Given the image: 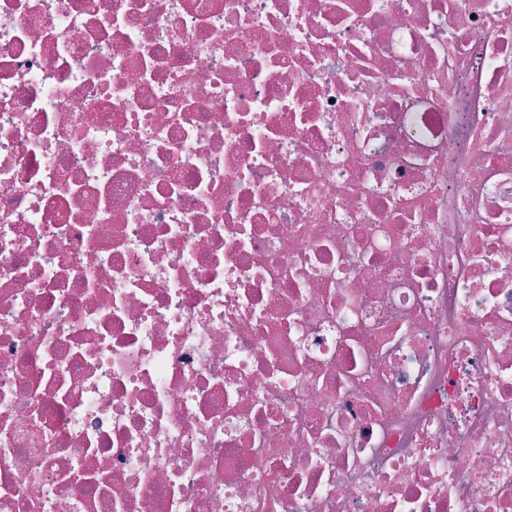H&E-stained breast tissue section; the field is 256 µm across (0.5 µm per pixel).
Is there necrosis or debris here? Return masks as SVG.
<instances>
[{"instance_id": "4bbe7bcc", "label": "necrosis or debris", "mask_w": 512, "mask_h": 512, "mask_svg": "<svg viewBox=\"0 0 512 512\" xmlns=\"http://www.w3.org/2000/svg\"><path fill=\"white\" fill-rule=\"evenodd\" d=\"M0 512H512V0H0Z\"/></svg>"}]
</instances>
